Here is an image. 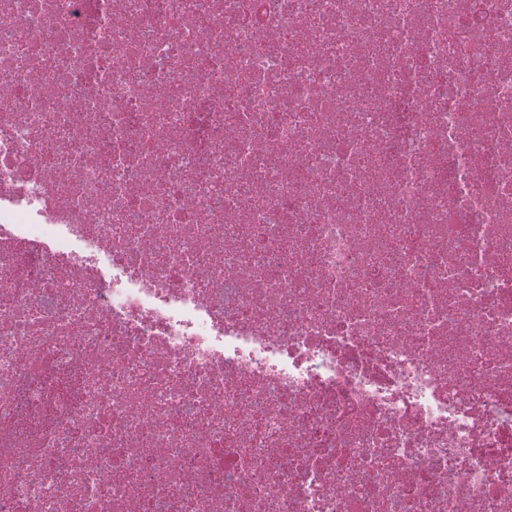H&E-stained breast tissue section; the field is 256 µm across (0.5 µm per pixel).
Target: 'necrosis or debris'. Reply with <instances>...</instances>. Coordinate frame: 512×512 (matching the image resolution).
<instances>
[{
  "instance_id": "1",
  "label": "necrosis or debris",
  "mask_w": 512,
  "mask_h": 512,
  "mask_svg": "<svg viewBox=\"0 0 512 512\" xmlns=\"http://www.w3.org/2000/svg\"><path fill=\"white\" fill-rule=\"evenodd\" d=\"M0 512H512V0H0Z\"/></svg>"
}]
</instances>
